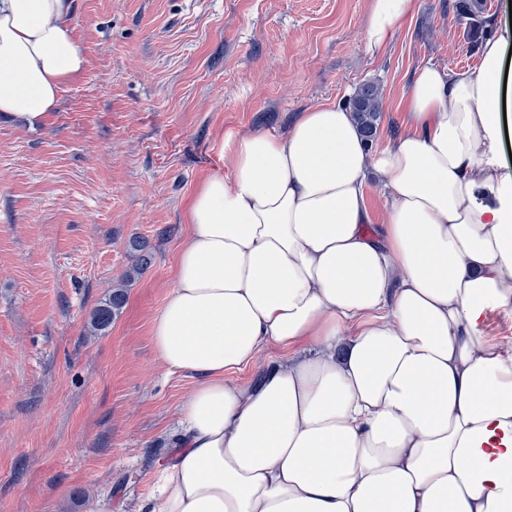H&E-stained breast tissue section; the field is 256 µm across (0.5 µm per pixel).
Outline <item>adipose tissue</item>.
I'll return each mask as SVG.
<instances>
[{
    "mask_svg": "<svg viewBox=\"0 0 512 512\" xmlns=\"http://www.w3.org/2000/svg\"><path fill=\"white\" fill-rule=\"evenodd\" d=\"M410 6L373 0L367 53ZM511 44L500 22L478 69L415 70L379 149L343 101L232 142L152 321L157 360L197 384L137 512H512V352L483 330L512 311ZM86 64L72 0H0V118L35 128ZM269 343L288 361L225 383Z\"/></svg>",
    "mask_w": 512,
    "mask_h": 512,
    "instance_id": "obj_1",
    "label": "adipose tissue"
}]
</instances>
